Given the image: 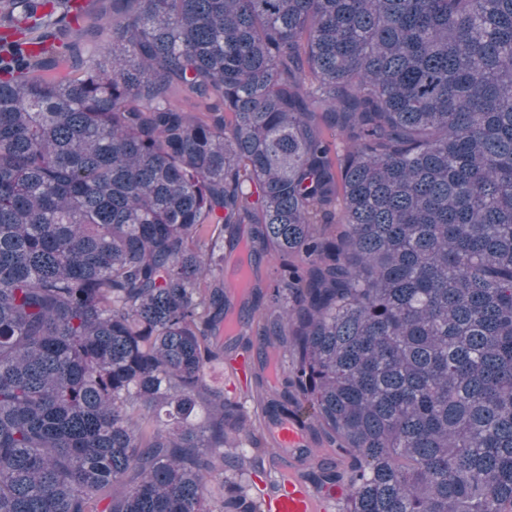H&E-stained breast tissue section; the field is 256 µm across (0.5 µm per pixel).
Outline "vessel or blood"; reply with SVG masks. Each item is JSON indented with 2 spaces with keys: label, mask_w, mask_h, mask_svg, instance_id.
Wrapping results in <instances>:
<instances>
[{
  "label": "vessel or blood",
  "mask_w": 512,
  "mask_h": 512,
  "mask_svg": "<svg viewBox=\"0 0 512 512\" xmlns=\"http://www.w3.org/2000/svg\"><path fill=\"white\" fill-rule=\"evenodd\" d=\"M265 431L279 467L274 485L261 491V512H328V495L303 478L298 465L301 451L308 445L301 419L270 420Z\"/></svg>",
  "instance_id": "obj_1"
}]
</instances>
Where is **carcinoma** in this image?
Returning a JSON list of instances; mask_svg holds the SVG:
<instances>
[{
	"label": "carcinoma",
	"mask_w": 512,
	"mask_h": 512,
	"mask_svg": "<svg viewBox=\"0 0 512 512\" xmlns=\"http://www.w3.org/2000/svg\"><path fill=\"white\" fill-rule=\"evenodd\" d=\"M113 2L0 62V512H261L247 313L344 512H512V0ZM240 353V349L226 351L224 353V368L213 370L210 373V378L213 381L224 383V395L243 404L249 419L258 425L256 402L252 397L253 391L255 389L254 379L252 381L248 380L246 382L253 366V358L251 354H242L237 362V367L235 370L236 378L239 381L246 383L239 384L234 389L229 388L230 382L232 380L230 376L232 373H234L235 362Z\"/></svg>",
	"instance_id": "1"
}]
</instances>
